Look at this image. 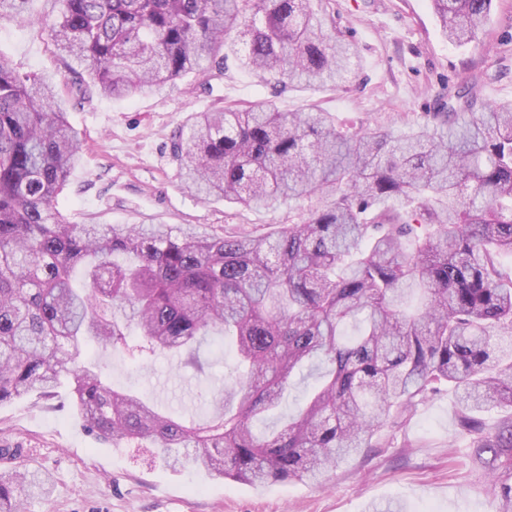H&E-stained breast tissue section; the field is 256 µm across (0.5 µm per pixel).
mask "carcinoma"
<instances>
[{
	"label": "carcinoma",
	"mask_w": 512,
	"mask_h": 512,
	"mask_svg": "<svg viewBox=\"0 0 512 512\" xmlns=\"http://www.w3.org/2000/svg\"><path fill=\"white\" fill-rule=\"evenodd\" d=\"M0 0V16L49 24L57 50L100 94L158 93L228 53L260 81L337 84L355 47L310 0ZM455 44L478 38L492 0H431ZM170 154L187 189L246 207L303 199L308 217L222 236L162 225L72 224L59 194L82 137L45 78L0 53V404L51 397L66 379L85 429L147 439L165 465L234 481H316L373 447L391 410L446 382L458 431L512 501V102L465 86L416 129L340 125L257 100L199 112ZM353 324L355 332L345 330ZM216 335L235 378L188 424L113 389L89 348L180 357ZM327 365L295 414L266 435L294 376ZM44 480L0 473V512H24Z\"/></svg>",
	"instance_id": "carcinoma-1"
}]
</instances>
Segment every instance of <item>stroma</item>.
<instances>
[{"label": "stroma", "instance_id": "stroma-1", "mask_svg": "<svg viewBox=\"0 0 512 512\" xmlns=\"http://www.w3.org/2000/svg\"><path fill=\"white\" fill-rule=\"evenodd\" d=\"M326 23L353 42L361 68L342 85L288 90L260 82L228 59L222 73L187 76L161 93L112 99L87 87L75 95L73 63L41 25L0 18V52L24 72L52 79L83 158L59 197L75 224H164L214 235L269 233L306 217L302 200L274 210L186 190L170 156L173 136L198 112L242 108L268 97L280 110L315 107L346 123L397 132L422 122L436 103L476 82L487 102L512 101V0H493L476 42L443 35L430 0H312ZM114 389L141 392L184 421H200L211 394L231 381L234 348L206 337L203 371L159 354L139 365L127 354L91 348ZM379 445L348 458L318 485L252 486L155 460L150 442L112 446L85 431L66 389L0 405V472L23 461L46 481L25 512H512L495 496L469 440L455 425L454 397L441 388L378 434Z\"/></svg>", "mask_w": 512, "mask_h": 512}]
</instances>
